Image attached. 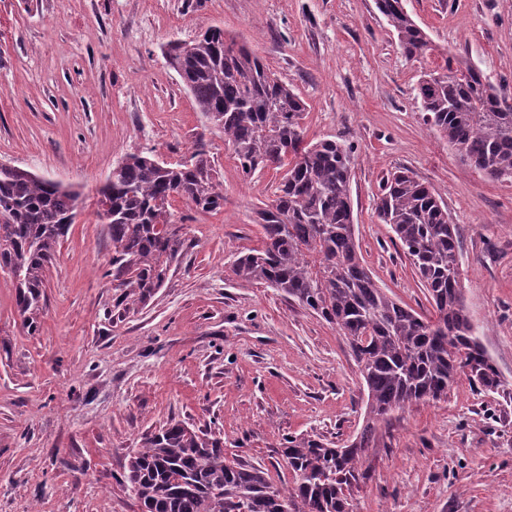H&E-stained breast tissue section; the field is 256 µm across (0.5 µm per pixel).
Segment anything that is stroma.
<instances>
[{
	"label": "stroma",
	"instance_id": "35a3bbf8",
	"mask_svg": "<svg viewBox=\"0 0 512 512\" xmlns=\"http://www.w3.org/2000/svg\"><path fill=\"white\" fill-rule=\"evenodd\" d=\"M433 51L407 59L374 0H0V161L81 191L29 332L0 271V512H140L129 453L179 420L224 439L227 459L293 477L288 438L339 447L365 395L347 340L283 293L238 279L260 247L257 212L279 175L243 177L164 57L212 25L254 50L307 105V137L355 146L351 199L376 283L430 311L413 266L377 217L383 178L432 185L461 238L465 304L504 387L458 376L447 398L382 426L353 512H512V184L461 164L425 126L415 87L455 56L512 101V0H405ZM224 193L183 201V246L146 301L119 302L97 189L131 154L176 163L198 134Z\"/></svg>",
	"mask_w": 512,
	"mask_h": 512
}]
</instances>
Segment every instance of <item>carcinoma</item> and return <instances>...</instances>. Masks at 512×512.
<instances>
[{"label": "carcinoma", "instance_id": "cac0c4a2", "mask_svg": "<svg viewBox=\"0 0 512 512\" xmlns=\"http://www.w3.org/2000/svg\"><path fill=\"white\" fill-rule=\"evenodd\" d=\"M409 59L433 46L404 0H375ZM166 61L195 108L224 134L244 176L280 173L271 204L258 212L262 246L239 256L234 275L273 288L336 327L366 391L362 424L342 448L291 437L281 456L293 483L275 487L267 470L224 458V439L180 421L143 438L128 455L125 480L141 512H352L363 460L392 414L448 396L460 373L481 391L503 386L464 301L460 238L430 185L396 171L377 204L392 241L411 261L432 313H419L377 285L360 255L350 198L355 165L345 141H307L306 104L247 45L211 26L172 42ZM423 122L483 178L512 183V104L483 74L454 56L416 87ZM204 212L224 208L204 134L175 164L132 154L98 189L109 224L112 277L125 298L143 302L162 287L179 254L172 201ZM80 193L27 170L0 166V270L17 290L30 331L45 302V271L74 223Z\"/></svg>", "mask_w": 512, "mask_h": 512}]
</instances>
